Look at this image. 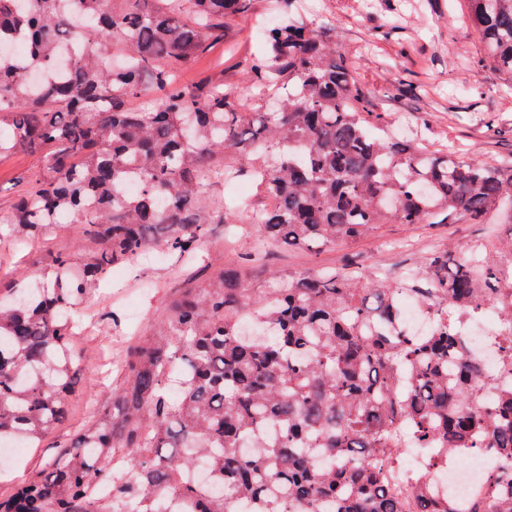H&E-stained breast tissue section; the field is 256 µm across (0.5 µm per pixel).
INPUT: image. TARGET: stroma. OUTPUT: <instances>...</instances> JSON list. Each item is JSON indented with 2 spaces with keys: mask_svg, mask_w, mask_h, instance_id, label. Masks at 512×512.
Returning a JSON list of instances; mask_svg holds the SVG:
<instances>
[{
  "mask_svg": "<svg viewBox=\"0 0 512 512\" xmlns=\"http://www.w3.org/2000/svg\"><path fill=\"white\" fill-rule=\"evenodd\" d=\"M464 0H299L307 20L332 28L336 48L351 62L357 83L371 90V108L394 129L421 135L432 147L454 148L468 162L512 161V78L482 60L477 32L463 19ZM254 16L230 22L225 42L238 44L239 58L224 70L239 105L260 103L243 78L242 62L263 48ZM43 150L21 148L0 158V215L27 182L43 171ZM487 227L453 224H383L352 243L320 252L278 249L265 260L272 270L332 271L352 265L363 272L425 270L439 248L459 258L485 239ZM226 227L215 224L197 256L159 259L157 247L112 267L106 279L77 306L74 369L79 386L68 399L59 427L19 456L0 478V496L45 468L59 443L69 441L112 405L126 379L125 363L137 342L153 332L166 305L188 283L203 284L230 266L247 265L254 240L226 245ZM80 225L57 237L32 240L22 250L0 243V280L40 278L54 253L81 254Z\"/></svg>",
  "mask_w": 512,
  "mask_h": 512,
  "instance_id": "obj_1",
  "label": "stroma"
}]
</instances>
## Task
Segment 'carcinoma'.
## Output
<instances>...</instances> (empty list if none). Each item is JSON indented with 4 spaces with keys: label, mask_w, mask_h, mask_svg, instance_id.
I'll list each match as a JSON object with an SVG mask.
<instances>
[{
    "label": "carcinoma",
    "mask_w": 512,
    "mask_h": 512,
    "mask_svg": "<svg viewBox=\"0 0 512 512\" xmlns=\"http://www.w3.org/2000/svg\"><path fill=\"white\" fill-rule=\"evenodd\" d=\"M253 0H0V155L46 148V166L0 223L21 247L84 226L82 258L56 253L34 285L0 289V443L29 446L52 431L78 384L72 312L112 266L156 245L194 253L212 224L237 215L209 199L232 174L226 158L257 156L250 175L269 203L248 215L260 247L321 251L380 224H512V164L465 162L376 134L371 91L338 59L336 42L277 0L250 85L271 96L241 110L224 74L180 85L186 61L224 39ZM482 60L512 76V0H466ZM86 28L74 30L72 17ZM123 63L108 66L105 37ZM26 39L28 61L4 51ZM85 46L69 72L37 92L24 74L57 66L56 46ZM152 90L153 103L128 101ZM130 176L139 190L120 195ZM489 257L436 252L426 275L226 271L180 292L155 333L134 346L112 408L76 434L37 476L0 496V512H512V384L486 404L485 370L455 326L497 302ZM415 291L438 319L431 336L391 332L396 295ZM502 336L512 371V301ZM406 373V387L397 384ZM430 449L414 475L399 427ZM252 452L246 453L244 449ZM494 448L484 500L439 498L436 471Z\"/></svg>",
    "instance_id": "obj_1"
}]
</instances>
